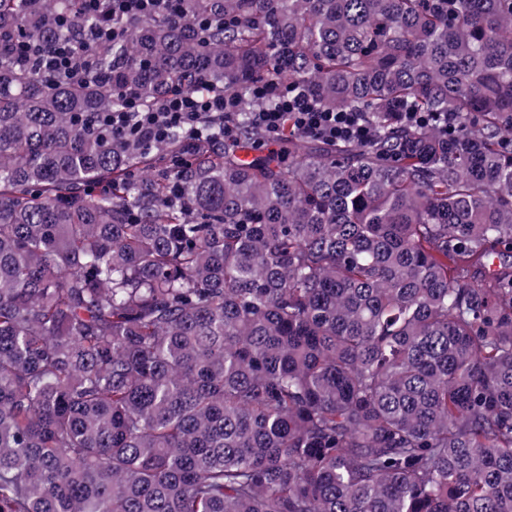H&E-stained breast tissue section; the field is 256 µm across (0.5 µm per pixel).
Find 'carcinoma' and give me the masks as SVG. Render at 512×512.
<instances>
[{"instance_id": "1", "label": "carcinoma", "mask_w": 512, "mask_h": 512, "mask_svg": "<svg viewBox=\"0 0 512 512\" xmlns=\"http://www.w3.org/2000/svg\"><path fill=\"white\" fill-rule=\"evenodd\" d=\"M176 2L0 0V512H512V0ZM264 83L377 140L243 157ZM175 88L237 138L94 125ZM112 14L148 16L173 7L172 0H111ZM32 59L38 61L48 71H64L72 80H81L90 72L92 66L88 58H77L69 54L64 45H55L47 50L40 46L19 44L16 49L17 64L24 65ZM405 123L416 126H429L439 124L445 133H448V123L452 119L448 114H426L425 112H402Z\"/></svg>"}]
</instances>
